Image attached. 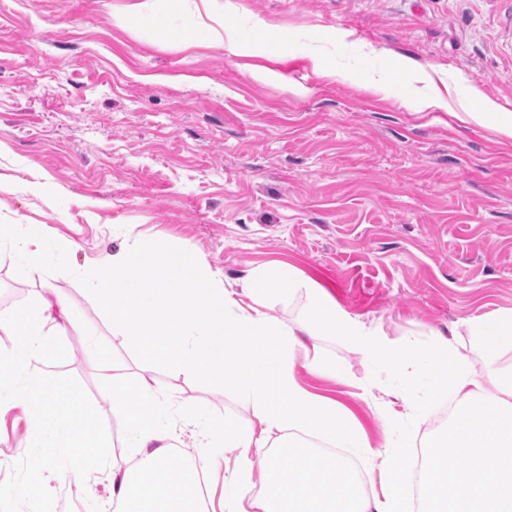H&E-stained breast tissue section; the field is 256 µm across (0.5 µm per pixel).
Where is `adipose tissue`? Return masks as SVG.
<instances>
[{"label": "adipose tissue", "instance_id": "ef3b65f1", "mask_svg": "<svg viewBox=\"0 0 512 512\" xmlns=\"http://www.w3.org/2000/svg\"><path fill=\"white\" fill-rule=\"evenodd\" d=\"M1 253L8 254L20 279L34 280L64 263L68 245L36 224L1 223ZM80 276L110 321L113 337L129 342L145 362L176 375L233 376L251 415L248 424L190 418L202 431L194 468L214 456L235 457V469L224 478V512H404L410 488L394 462L413 442L411 426L425 411L424 403L407 393L422 376L430 399L451 396L457 410L431 444L434 460L421 475V512H512V371L500 370L495 360L498 351L512 349V309L468 322V335L487 354L478 371L441 334L428 345L439 364L403 358L384 346L378 329L288 264L252 268L237 290L196 254L134 239L88 264ZM287 290L311 302L306 320L288 329L271 314ZM67 326L78 328L76 313L42 292L27 307L0 312V334L14 339L12 347L0 349V409L18 405L25 411L27 446L39 474L76 481L84 466L103 457L106 438L80 423L88 414L83 390L58 391L44 370L60 359L55 336ZM324 334L345 337L373 365L392 370L389 394L403 408L389 405L385 411L399 421V437L371 448L347 409L300 385L299 356L318 375H342L312 343ZM105 391L122 407L129 446L139 458L135 465L110 468L116 512H209L194 476L172 474L175 435L151 381L143 377L135 389L111 384ZM275 435L280 443L272 452L268 446ZM325 441L356 449L377 464L385 477L380 490L361 494L348 461L323 452ZM257 462L265 474L264 493L250 499L244 485Z\"/></svg>", "mask_w": 512, "mask_h": 512}]
</instances>
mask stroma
I'll use <instances>...</instances> for the list:
<instances>
[{
	"label": "stroma",
	"instance_id": "1",
	"mask_svg": "<svg viewBox=\"0 0 512 512\" xmlns=\"http://www.w3.org/2000/svg\"><path fill=\"white\" fill-rule=\"evenodd\" d=\"M136 2L0 0V221L70 241L51 283L123 384L152 380L178 461L201 441L191 413L248 414L221 378L173 379L113 339L71 270L130 233L197 254L236 289L256 265L289 263L405 353L440 332L481 363L466 323L512 309V138L462 121L457 101L474 87L512 113V0H214L208 14L185 0L158 20ZM425 75L445 107H422ZM81 334L57 337L49 372L86 390L105 455L82 486L23 495L27 427L6 410L0 512H66L70 497L106 512L123 417ZM320 346L344 378L299 359V383L381 446L391 376L342 337Z\"/></svg>",
	"mask_w": 512,
	"mask_h": 512
}]
</instances>
